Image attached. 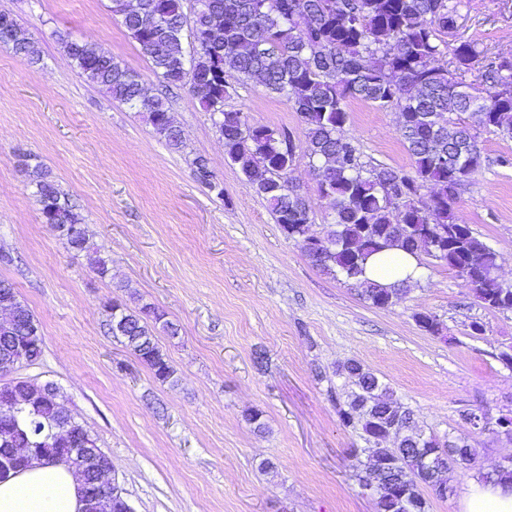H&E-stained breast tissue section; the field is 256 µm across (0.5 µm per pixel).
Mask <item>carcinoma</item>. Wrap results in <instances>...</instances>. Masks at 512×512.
<instances>
[{"label":"carcinoma","mask_w":512,"mask_h":512,"mask_svg":"<svg viewBox=\"0 0 512 512\" xmlns=\"http://www.w3.org/2000/svg\"><path fill=\"white\" fill-rule=\"evenodd\" d=\"M141 12L159 13L164 24L141 28L139 17L123 14L124 0H109L108 10L121 19L130 38L165 83L186 86L187 71L199 79L195 98L205 110L224 98V75L240 83L257 79L269 94L285 97L304 126L307 151L316 172L318 193L332 200V221L306 250L314 267L356 288L371 305L384 308L407 288L408 282L383 287L369 281L366 267L375 254L400 247L414 255L446 254V265L463 280L473 299L486 309L512 305V286L493 277L502 256L477 237L466 224L454 221L451 205L468 179L483 167L476 134L455 116L483 112L482 124L512 139V61L494 58L472 82L465 75L477 57L469 43L450 49L442 39L453 24L448 0H206L205 9L187 17L184 0H140ZM308 16L301 30L295 19ZM212 28L223 30V40L203 39ZM62 46L86 79L107 90L113 99L145 115L166 146L181 151L180 128L171 116L167 98L144 97L140 76L121 66L98 46L61 37ZM0 43L31 64L40 50L27 29L0 13ZM451 55L448 66L440 58ZM362 100L399 114V135L411 159L412 170L372 165L354 139L345 134L350 100ZM224 154L238 166L255 192L269 205L282 232L306 234L312 223L307 198L284 170L285 129L255 125L239 110L223 111ZM41 218L61 228L84 225L85 218L60 190L44 164H30ZM196 181L224 194L202 156L193 161ZM434 186L426 210L414 197ZM67 248L88 253L100 277L108 274L106 260L90 255L87 232L59 234ZM0 293L14 297L21 312L12 340H0V353L26 362L42 356L44 339L30 338L37 323L32 311L17 299L14 284L0 279ZM177 334L164 314L145 304L133 310L112 304L109 330L154 377L166 382L175 369L161 352L155 325ZM354 386L348 400L336 404L346 427L358 425L370 448H355L361 466L359 481L376 487L379 512H428L422 488L438 493L439 476L431 470L448 458L429 454L434 448H468L465 441L440 442L417 430L412 412L363 364L350 360L336 369ZM56 412L49 405L24 408L16 421L0 424V442L19 433L31 448L43 449L48 461H57L64 448L55 439ZM401 431L397 448L384 446L385 435Z\"/></svg>","instance_id":"carcinoma-1"}]
</instances>
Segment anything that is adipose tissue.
I'll return each mask as SVG.
<instances>
[{"label":"adipose tissue","mask_w":512,"mask_h":512,"mask_svg":"<svg viewBox=\"0 0 512 512\" xmlns=\"http://www.w3.org/2000/svg\"><path fill=\"white\" fill-rule=\"evenodd\" d=\"M422 273L414 256L394 248L373 256L366 276L391 286ZM81 482L63 463L32 461L21 473L0 478V512H81ZM463 512H512V484L473 479L462 500Z\"/></svg>","instance_id":"1"}]
</instances>
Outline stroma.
<instances>
[{
    "label": "stroma",
    "instance_id": "35a3bbf8",
    "mask_svg": "<svg viewBox=\"0 0 512 512\" xmlns=\"http://www.w3.org/2000/svg\"><path fill=\"white\" fill-rule=\"evenodd\" d=\"M449 3L454 24L444 39L474 45V73L485 59H512V0ZM107 4L0 0L41 51L31 64L0 44V278L14 283L45 338L41 359L16 376L57 385L62 406L110 455L134 512H377L351 455L365 442L332 400L349 389L337 365L354 359L395 390L425 432L475 448L471 466L447 474L445 498H427L428 512H460L469 482L512 456L511 443L460 421L466 409L492 421L512 416V368L499 359L512 346V310L478 305L454 270L429 258L422 278L385 308L313 267L225 157L209 112L187 88L166 89ZM68 33L137 72L149 94L168 95L183 151H170L142 115L80 73L61 45ZM224 107L293 133L289 178L310 199L311 234H322L332 204L316 192L289 102L250 81ZM348 112L346 131L366 160L409 169L395 113L360 100ZM460 120L476 128L489 162L452 209L501 254L499 278L512 285V139L479 127L472 113ZM22 153L38 155L79 207L106 277L43 223ZM198 156L223 196L195 181ZM111 298L155 306L177 325L174 336L155 332L171 381H158L109 333ZM419 312L438 318L441 335L418 326ZM254 412L264 430L249 423Z\"/></svg>",
    "mask_w": 512,
    "mask_h": 512
}]
</instances>
